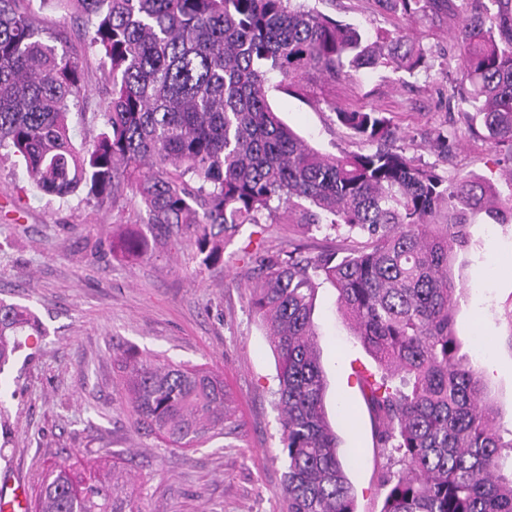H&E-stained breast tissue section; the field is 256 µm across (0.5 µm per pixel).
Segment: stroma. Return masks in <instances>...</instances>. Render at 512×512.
<instances>
[{
  "label": "stroma",
  "instance_id": "obj_1",
  "mask_svg": "<svg viewBox=\"0 0 512 512\" xmlns=\"http://www.w3.org/2000/svg\"><path fill=\"white\" fill-rule=\"evenodd\" d=\"M318 11L367 36L406 35L427 67L409 74L391 66L330 78L310 74L300 90L270 87L274 111L311 146L334 155L359 151L336 111L374 109L396 127L398 149L433 166L447 181L476 175L506 191L487 141L470 134L452 99L458 78L457 36L470 0L427 6L408 23L379 0H309ZM45 35L70 33L69 50L97 93L69 116L76 147L103 130L104 87L98 58L76 38L73 12L41 0L27 5ZM448 134V154L429 147ZM146 212L131 191L97 202L85 192L59 199L37 190L21 160L0 150V301L25 307V344L0 369V469L10 468L30 495L43 471L73 457L82 478L127 461L143 512H281L285 460L274 407L277 358L250 306L259 259L304 243L308 252L340 248L334 231L301 234L300 211L244 225L206 265L194 232L170 241L148 231ZM465 242L448 255L457 288L454 332L469 355L497 420L512 428V216L473 210ZM147 232L150 248L135 260L113 254L112 237ZM256 251L242 256L243 247ZM324 404L339 439L356 512H380L377 476L388 467L373 445L371 414L356 373L379 368L337 309L336 290L323 284L313 312ZM134 349L224 377L230 414L222 434L193 448H174L137 424L125 403L113 358Z\"/></svg>",
  "mask_w": 512,
  "mask_h": 512
}]
</instances>
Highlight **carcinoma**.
<instances>
[{
  "mask_svg": "<svg viewBox=\"0 0 512 512\" xmlns=\"http://www.w3.org/2000/svg\"><path fill=\"white\" fill-rule=\"evenodd\" d=\"M430 0H378L415 22ZM20 0H0V149L23 159L41 192L78 190L102 202L126 188L148 224L178 240L195 228L203 263L245 224L302 209L304 233L346 229L364 245L260 261L250 303L278 359L275 406L286 460L283 512H355L354 490L325 412L312 312L330 283L338 309L385 374L359 378L374 417L375 448L398 469L379 475L380 512H512V438L504 441L484 389L454 334L456 288L448 252L464 224L442 222L489 203L507 205L477 176L448 183L390 146L384 113L338 111L365 148L326 154L294 133L268 103L285 89L399 56L411 74L426 57L397 36L388 54L359 30L302 0H53L71 4L78 37L99 57L109 99L105 129L76 149L69 114L94 89L82 66L45 37ZM459 43L461 110L468 130L504 156L512 184V0H479ZM112 251L139 258L148 241L129 231ZM26 310L0 303V366L18 349ZM136 420L169 444L200 443L224 428V379L122 352L116 359ZM39 512H141L125 467L92 481L62 462L45 474Z\"/></svg>",
  "mask_w": 512,
  "mask_h": 512,
  "instance_id": "cac0c4a2",
  "label": "carcinoma"
}]
</instances>
